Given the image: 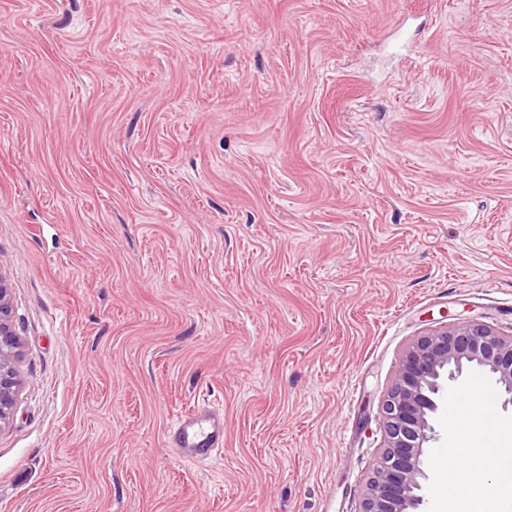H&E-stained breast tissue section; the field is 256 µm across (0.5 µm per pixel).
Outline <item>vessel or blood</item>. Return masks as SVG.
Here are the masks:
<instances>
[{
  "label": "vessel or blood",
  "instance_id": "b4317fda",
  "mask_svg": "<svg viewBox=\"0 0 512 512\" xmlns=\"http://www.w3.org/2000/svg\"><path fill=\"white\" fill-rule=\"evenodd\" d=\"M168 443L181 449L187 461H211L224 445L223 414L206 404L197 406L173 422L168 432Z\"/></svg>",
  "mask_w": 512,
  "mask_h": 512
}]
</instances>
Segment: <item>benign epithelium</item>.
I'll use <instances>...</instances> for the list:
<instances>
[{
  "mask_svg": "<svg viewBox=\"0 0 512 512\" xmlns=\"http://www.w3.org/2000/svg\"><path fill=\"white\" fill-rule=\"evenodd\" d=\"M6 281L0 276V429L13 417L19 391L16 362L20 338L15 330ZM469 367L496 376L512 405V334L502 335L472 320L441 327L419 337L406 350L394 383L382 399L379 421L384 445L368 477L359 512H420L424 448L435 439L431 417L444 380Z\"/></svg>",
  "mask_w": 512,
  "mask_h": 512,
  "instance_id": "obj_1",
  "label": "benign epithelium"
}]
</instances>
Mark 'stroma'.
<instances>
[{
	"mask_svg": "<svg viewBox=\"0 0 512 512\" xmlns=\"http://www.w3.org/2000/svg\"><path fill=\"white\" fill-rule=\"evenodd\" d=\"M0 275V512H359L406 348L512 333V0H0ZM495 390L445 383L423 512ZM12 313L9 288L0 275V430L13 417L20 386L16 362L21 343ZM168 443L182 449V457L203 463L214 459L224 446V416L210 405H199L171 425Z\"/></svg>",
	"mask_w": 512,
	"mask_h": 512,
	"instance_id": "35a3bbf8",
	"label": "stroma"
}]
</instances>
